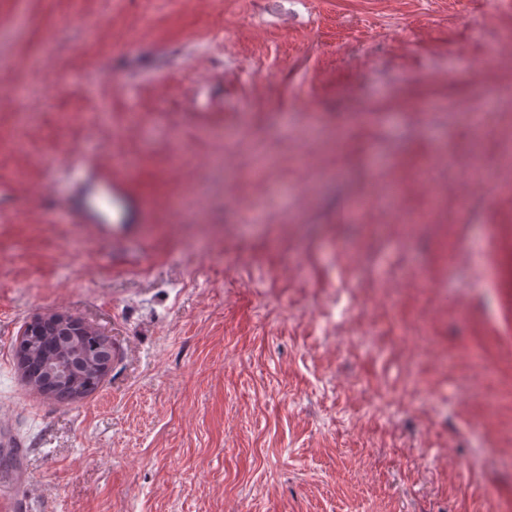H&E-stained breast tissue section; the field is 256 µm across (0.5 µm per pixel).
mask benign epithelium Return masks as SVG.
Listing matches in <instances>:
<instances>
[{
    "label": "benign epithelium",
    "mask_w": 512,
    "mask_h": 512,
    "mask_svg": "<svg viewBox=\"0 0 512 512\" xmlns=\"http://www.w3.org/2000/svg\"><path fill=\"white\" fill-rule=\"evenodd\" d=\"M19 364L28 386L81 393L110 371L112 342L94 326L63 313L40 315L18 339Z\"/></svg>",
    "instance_id": "7a95c632"
}]
</instances>
